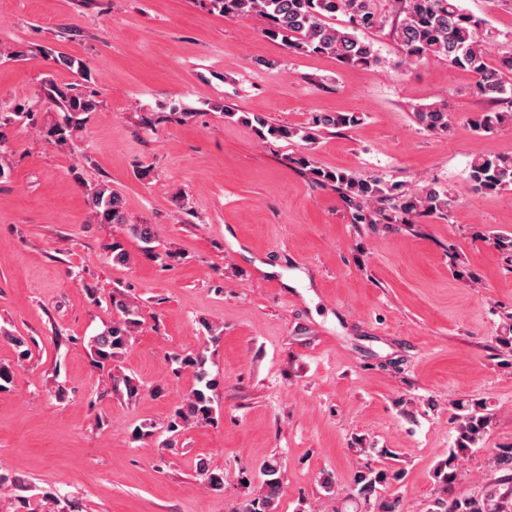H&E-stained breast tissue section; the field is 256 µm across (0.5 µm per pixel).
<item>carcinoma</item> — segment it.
I'll return each mask as SVG.
<instances>
[{"instance_id":"obj_1","label":"carcinoma","mask_w":512,"mask_h":512,"mask_svg":"<svg viewBox=\"0 0 512 512\" xmlns=\"http://www.w3.org/2000/svg\"><path fill=\"white\" fill-rule=\"evenodd\" d=\"M397 15L392 35L398 43L405 64L432 60L448 62V66L463 70L475 78L477 93L490 101L492 107L479 112L471 120L473 128L494 134L512 126V87L507 78L512 75V54L491 60L492 35L485 22L467 12L458 0H393ZM211 6L226 18L253 15L264 23V31L272 39L288 42L296 52L329 55L347 65L370 66L377 61L374 43L361 39L360 30L383 26L373 6V0H211ZM348 17L343 26L331 22L336 13ZM45 58L56 65L76 70L81 80L89 78L87 70L66 54L55 55L41 50ZM40 98L56 111V118L46 134L60 146H68L74 135L96 111V93L84 90L73 82L57 84L43 81ZM416 123L425 131L443 135L448 132L450 116L441 106L429 105L414 112ZM360 117L347 112H314L306 127L274 126L266 117L254 114L245 122L254 127L261 139L272 137L291 141L298 138L313 142L317 135L329 129H350ZM314 181L341 191L344 200L355 210L359 224H374L393 216L401 224H413L420 216L450 217L456 200L447 188L430 184L418 188L402 183H387L380 178L358 180L345 171L316 165L308 153L292 158ZM468 179L474 191L482 194H502L512 191V154H484L475 157L468 166ZM88 203L94 216L102 223L125 224L127 218L122 197L105 183L89 189ZM131 233L143 243V251L153 254L156 232L152 224H132ZM112 325L89 341L93 364L105 368L120 360L132 344L140 324L136 305L122 295L112 297ZM178 369L190 368L201 386L192 389L174 410L166 426L169 433L166 446L171 447L182 432L192 425L212 423L216 409L209 392L217 382L208 378L205 351L177 355ZM113 392L133 400L141 388L127 375L113 382ZM458 414L455 447L434 472L435 498L427 512H512V448H503L488 461L497 474L494 482L472 495L453 496L451 490L458 477V459L479 447L492 421L487 406L470 402L456 403ZM263 476L259 494L250 497L239 512H276L281 492L279 468L272 462L262 465ZM403 478V471L391 468L358 469L352 476V492L360 512H405L402 501L385 495V490ZM10 491L9 500L16 505L14 512L30 507L32 487L18 476L0 473V490Z\"/></svg>"}]
</instances>
